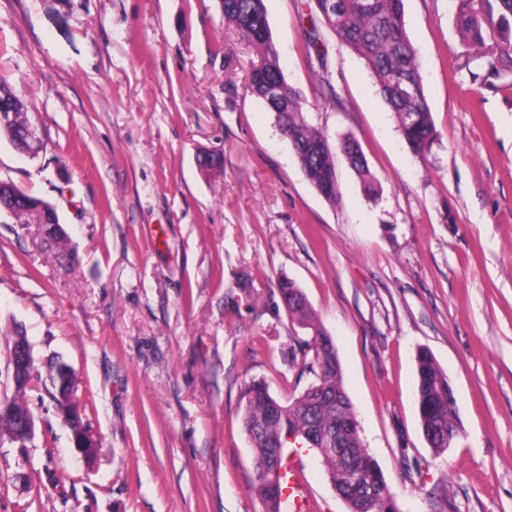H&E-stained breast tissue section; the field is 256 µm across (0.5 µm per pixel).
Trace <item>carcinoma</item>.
Returning <instances> with one entry per match:
<instances>
[{"mask_svg":"<svg viewBox=\"0 0 512 512\" xmlns=\"http://www.w3.org/2000/svg\"><path fill=\"white\" fill-rule=\"evenodd\" d=\"M318 14L338 41L364 60L378 93L397 118L399 130L414 155L423 158L431 150L436 129L430 112L418 62L404 22L403 0H336V11L327 0H315ZM224 19L251 43L260 55V65L249 78L247 92L260 100L275 117L280 131L288 138L297 161L311 184L328 201L338 199L336 152H341L368 192L375 194L378 183L372 176L360 143L347 137L334 149L326 134L309 124L304 116L306 103L292 88L281 69L272 40L264 0H222ZM462 40L481 51L487 73L498 77L512 73V0H459L455 17ZM319 31L306 33V48L314 51L320 71L318 76L328 90L325 54L319 48ZM17 105L16 119L0 120V136L14 142L17 125L29 121L28 105L5 82L0 81V99ZM51 204L13 186L0 191V212L10 214L18 223L29 224L34 211ZM278 288L291 316L310 330L308 340L298 341L302 359L312 356L318 367L316 380L298 396L284 402L273 395L263 380L252 381L242 395V425L254 456L252 490L263 504L264 512H280L285 486L283 471L288 463L286 436L296 434V441L306 444L302 431L323 436L336 433V426L348 425L343 447L351 458L366 464L359 475L348 462L330 448H316L325 471L338 494L346 497L349 512H395V497L390 486L366 500L350 491L358 484L377 486L386 479L376 460L363 444L357 415L342 382L341 367L331 337L317 321L306 296L294 282L283 279ZM416 402L423 436L436 452L448 449V429L457 427L455 408L448 403V373L425 348L416 357ZM47 394L58 408L65 389H77L72 367L57 358L50 361L45 374ZM72 439L83 445L90 457L95 441L89 436L86 415L74 417L69 425Z\"/></svg>","mask_w":512,"mask_h":512,"instance_id":"obj_1","label":"carcinoma"}]
</instances>
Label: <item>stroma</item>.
<instances>
[{
	"mask_svg": "<svg viewBox=\"0 0 512 512\" xmlns=\"http://www.w3.org/2000/svg\"><path fill=\"white\" fill-rule=\"evenodd\" d=\"M437 138L415 156L364 61L321 33L335 99L302 45L299 0H265L289 85L331 145L359 141L380 195L344 157L329 202L246 91L256 49L221 0H0V78L42 147L0 140V179L52 203L77 259L0 213V328L63 356L93 456L49 397L36 437L0 441V512H263L242 392L315 379L277 284L304 292L338 353L360 436L400 512H512V74L455 25L458 0H403ZM216 164L202 169L200 153ZM448 371L460 435L421 434L415 358ZM312 512H348L299 455ZM69 429L72 434V439L76 440L77 444H82L83 452L86 456L90 457L94 453L95 441L88 435L91 431L90 426L86 420L85 412L83 415H77L69 423ZM93 433L92 431L90 432Z\"/></svg>",
	"mask_w": 512,
	"mask_h": 512,
	"instance_id": "1",
	"label": "stroma"
}]
</instances>
